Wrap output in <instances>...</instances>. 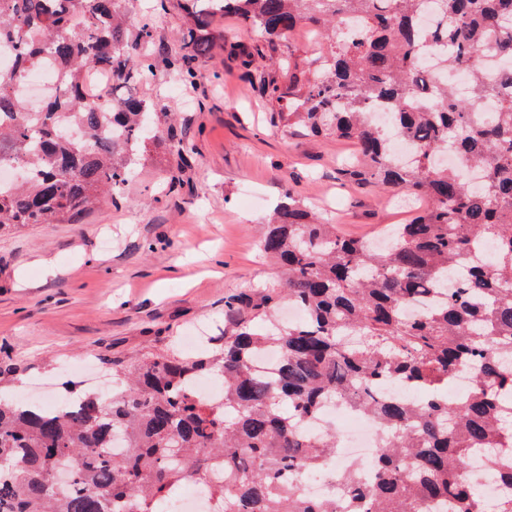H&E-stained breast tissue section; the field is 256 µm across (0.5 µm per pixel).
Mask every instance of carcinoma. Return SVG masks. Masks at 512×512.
I'll list each match as a JSON object with an SVG mask.
<instances>
[{"label":"carcinoma","instance_id":"carcinoma-1","mask_svg":"<svg viewBox=\"0 0 512 512\" xmlns=\"http://www.w3.org/2000/svg\"><path fill=\"white\" fill-rule=\"evenodd\" d=\"M123 0H0V165L26 170L0 186V230L69 224L122 193L160 128L140 96L87 102L84 73L136 84L155 68L154 27L132 30ZM197 34L183 60L213 50L228 15L264 39L246 54L286 127L354 139L357 183L426 200L379 239L346 238L291 196L264 225L263 252L284 279L224 301L212 354L171 347L112 360V393L65 382L76 408L47 412L10 393L25 368L0 363V512H168L184 483L209 487L213 512H338L296 482L335 456L333 428L308 431L327 402L365 414L381 431L374 466L335 476L351 512H487L468 478L475 451L512 512V0H186ZM313 27L322 74L280 84L278 42ZM59 93L27 110L19 88L47 61ZM464 69L469 96L427 75ZM385 109L389 126L371 117ZM291 303L303 316L276 319ZM274 349V371L256 359ZM467 372L471 389L448 400ZM219 379L224 400L196 395ZM126 446L129 455L114 449Z\"/></svg>","mask_w":512,"mask_h":512}]
</instances>
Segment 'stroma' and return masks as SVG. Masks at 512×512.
Returning a JSON list of instances; mask_svg holds the SVG:
<instances>
[{
  "label": "stroma",
  "instance_id": "35a3bbf8",
  "mask_svg": "<svg viewBox=\"0 0 512 512\" xmlns=\"http://www.w3.org/2000/svg\"><path fill=\"white\" fill-rule=\"evenodd\" d=\"M132 24L155 23L153 76L136 91L158 113L171 112L188 160L164 143L116 201L72 224L0 231V359L29 364L19 385L81 380L89 358L105 360L164 344L213 349L224 332V300L279 280L260 251L262 226L291 193L342 235L372 236L403 223L404 196L344 181L337 160L354 145L308 131H281L255 76L242 64L255 35L232 17L213 25L211 57L175 81L188 33L185 0H125Z\"/></svg>",
  "mask_w": 512,
  "mask_h": 512
}]
</instances>
